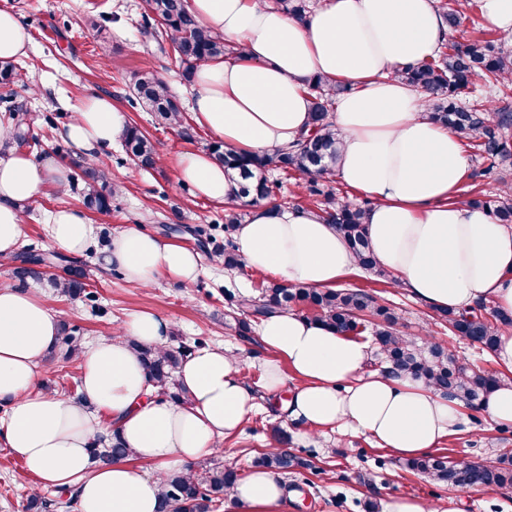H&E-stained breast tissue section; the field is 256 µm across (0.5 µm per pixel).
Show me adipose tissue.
Wrapping results in <instances>:
<instances>
[{
    "label": "adipose tissue",
    "mask_w": 512,
    "mask_h": 512,
    "mask_svg": "<svg viewBox=\"0 0 512 512\" xmlns=\"http://www.w3.org/2000/svg\"><path fill=\"white\" fill-rule=\"evenodd\" d=\"M196 20L239 57L201 64L192 76L190 111L225 149L264 155L290 148L309 128L306 87L322 77L349 86L331 120L341 138L334 172L371 199L364 222L370 249L397 285L432 309L459 311L489 301L512 315V226L487 210L457 202L468 170L461 134L429 118L424 98L393 71L418 64L448 37L435 0H323L306 20L255 0H187ZM29 32L0 8V60L24 55ZM126 117L106 96H88L61 135L76 155L95 162L121 139ZM13 124L0 122V255L15 252L23 203L43 185L63 184L61 165L12 147ZM177 180L203 198L236 202L237 187L203 151L185 152ZM95 229L83 212L54 211L51 244L80 257ZM236 252L245 266L282 283L326 289L358 268L343 235L317 210L253 207L239 225ZM106 266L141 287L164 277L192 285L205 271L201 254L130 225L104 248ZM60 319L34 290L0 285V442L20 459L37 487L77 488L78 512H157L164 477L219 450L257 407L240 357L203 347L185 358L176 379L181 399L158 388L134 350H166L170 323L140 312L113 335L80 349V393L38 392L39 368L59 335ZM262 387L277 393L291 369L299 383L287 409L313 434L348 428L400 458H418L453 435L460 401L424 379L365 374L366 342L311 319L282 312L264 319ZM118 434L131 460L95 461L92 442ZM148 464L147 472L135 462ZM236 512H288L282 478L257 468L227 495Z\"/></svg>",
    "instance_id": "1"
}]
</instances>
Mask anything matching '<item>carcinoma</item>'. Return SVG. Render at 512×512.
<instances>
[{"mask_svg": "<svg viewBox=\"0 0 512 512\" xmlns=\"http://www.w3.org/2000/svg\"><path fill=\"white\" fill-rule=\"evenodd\" d=\"M145 17L161 27L165 37L185 75L191 76L202 63L217 57L237 56L241 49L224 42L201 26L185 8V0H145ZM272 6L289 15L304 20L311 13L310 0H272ZM442 15L451 29L461 23L458 0H447L440 6ZM23 67L19 63H5L0 66V84L9 87L21 80ZM394 77L419 91L426 102L430 117L457 130L470 145L493 160L504 161L512 156V140L504 132L507 121L503 118L494 122L489 118V109L472 112L457 105L459 94L477 78L488 82L512 84V52L495 47L492 42L465 38L461 41L444 43L430 59L417 66H408L394 72ZM350 91V87L339 82L333 83L321 77L313 79L307 86L311 100V128L301 136L295 148L289 152L274 151L258 156L227 151L224 146L213 143L209 146L213 159L224 166V172L238 181L241 205L224 210V266L234 268L240 265L236 254L233 234L243 220L241 206L257 205L264 202L276 205L281 182L266 177L268 171L283 175L294 172L303 183L299 187L312 195L327 198L328 207L322 209L327 220L335 224L354 251L359 267L388 280L390 276L379 266L370 252L364 214L367 207L354 205L335 197L330 183L334 170L318 166V157L334 160L337 157L338 132L329 119L336 97ZM133 93L147 110L165 122L179 124L182 112L166 83L153 75L134 77ZM123 141L129 158L147 167H154L159 161V152L135 126L127 128ZM79 177L85 184L84 204L99 212H108L112 207L113 191L106 190L98 182L106 175L92 167L81 168ZM505 185L503 194L492 200H475L473 204L485 208L502 224H512V180L500 178ZM64 296L72 298H93L86 290L82 275L54 283ZM293 304L305 305L315 311L313 320L319 321L336 333L350 335L357 326L372 324L375 344L385 356L388 365L394 366L398 375L423 378L450 398L464 403L472 412L482 410L485 397L499 383V378L476 371L458 363L449 349L432 344L422 350L416 343L399 330L400 317L390 307L379 303L374 297L359 290L325 289L316 290L302 285L283 286L270 283L261 288L258 297L246 302L249 313L265 318L279 310H286ZM482 316L470 311H441L437 313L440 324L448 327L453 336L468 340L487 352L494 351L499 336L506 325H512L508 318L495 308H487ZM60 343L66 347L65 355H76L81 340L76 330L61 327ZM135 351L146 365L152 379L159 385L158 394L180 398L174 383V373L184 357L182 351L166 350L156 352L150 348L134 346ZM93 455L103 462L125 459L131 451L120 440L113 438L100 445L93 443ZM256 465L276 472L304 465L295 454L281 450H269L258 457ZM407 466L430 475L434 480L461 490L472 487H512V455L504 453L494 464L473 462L460 469L433 456L409 461ZM238 479L236 472L215 461L206 462L194 468V474L173 473L164 480V494L160 512H166L170 505L176 512H210L213 504L224 500V496Z\"/></svg>", "mask_w": 512, "mask_h": 512, "instance_id": "obj_1", "label": "carcinoma"}]
</instances>
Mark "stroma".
I'll return each mask as SVG.
<instances>
[{"label":"stroma","instance_id":"obj_1","mask_svg":"<svg viewBox=\"0 0 512 512\" xmlns=\"http://www.w3.org/2000/svg\"><path fill=\"white\" fill-rule=\"evenodd\" d=\"M1 7L16 13L32 43L21 59L26 69L24 82L12 87L10 103L0 102V114L12 104L37 115L30 134L45 139L47 146L35 150L36 159L53 158L67 175L76 174L73 150L61 131L72 120L76 104L91 94L111 97L113 106L125 112L128 122L138 126L161 155L157 166L146 171L129 160L122 145L113 146L102 162L119 182L110 213L84 210L79 182L63 191L45 185L26 203L22 247L53 257L54 278L64 279L67 268H84L88 289L97 301L91 304L62 296L44 281L35 283V290L51 312L76 329L82 342L107 336L131 314L149 311L171 322V348L183 346L193 351L204 345L233 350L241 358L247 381L259 388L260 364L270 353L256 332L239 331L234 314L238 300L258 297L259 283L272 281L273 276L247 267L230 270L211 262L224 246V206L197 196L176 180L180 155L208 148L211 138L188 115L178 126L158 122L132 91L133 76L152 73L165 81L181 111L187 114L189 109L190 84L169 45L158 43L146 26L142 0H0ZM90 17L96 19L97 28L87 27ZM465 155L469 174L458 201L467 204L497 197L499 175H512V159L493 169L474 149H466ZM65 206L84 210L99 244L137 224L200 251L210 266L191 286L161 277L144 288L130 283L121 271L106 268L99 244L79 258L57 255L47 236L45 217ZM340 286L365 291L391 305L401 318L404 336L428 331L431 341L449 347L460 362L506 377L493 354L449 335L434 320L433 310L407 289L384 286L363 270L347 276ZM64 353L63 346H56L40 370L38 388L74 397L80 371L77 361L65 358ZM258 404L241 431L224 440L220 459L239 475L248 474L269 445L271 427H279L285 448L303 460L301 467L284 478L292 497L289 512H381L388 498L402 494L440 503L452 499L459 512H512V488L461 491L438 484L409 469L406 460L378 447L370 438L344 429L300 439L298 427L282 409L280 399L260 392ZM506 451L512 453V428L492 426L480 413L465 418L460 430L434 453L451 460L484 462ZM33 484L23 463L0 444V512H27Z\"/></svg>","mask_w":512,"mask_h":512}]
</instances>
